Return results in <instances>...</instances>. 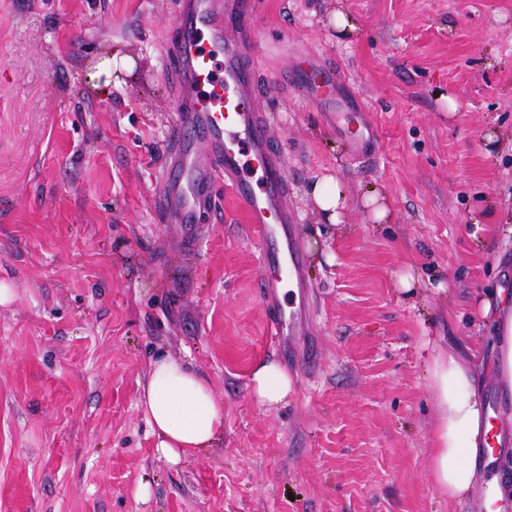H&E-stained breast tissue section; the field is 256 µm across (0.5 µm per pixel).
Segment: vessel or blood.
<instances>
[{
  "label": "vessel or blood",
  "mask_w": 512,
  "mask_h": 512,
  "mask_svg": "<svg viewBox=\"0 0 512 512\" xmlns=\"http://www.w3.org/2000/svg\"><path fill=\"white\" fill-rule=\"evenodd\" d=\"M248 8V0H183L184 33L175 51L184 105L162 198L176 223L192 224L198 201L224 181L263 241L267 262L301 289L297 219L287 207L284 162L255 105L259 55L247 40L224 35L226 17ZM270 332L306 335V308L279 311Z\"/></svg>",
  "instance_id": "vessel-or-blood-1"
}]
</instances>
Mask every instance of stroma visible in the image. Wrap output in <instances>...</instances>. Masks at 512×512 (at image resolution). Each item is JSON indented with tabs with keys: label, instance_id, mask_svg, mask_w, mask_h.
<instances>
[{
	"label": "stroma",
	"instance_id": "1",
	"mask_svg": "<svg viewBox=\"0 0 512 512\" xmlns=\"http://www.w3.org/2000/svg\"><path fill=\"white\" fill-rule=\"evenodd\" d=\"M181 17L182 0H0V512H471L431 476L430 372L496 357L479 299L512 268V0H251L227 24L261 54L298 221L308 286L273 295L308 310L289 340L229 189L197 224L158 202ZM115 53L129 66L96 85ZM326 175L347 188L337 224L314 212ZM160 357L224 405L220 447L176 465L139 407ZM264 360L292 380L283 404L250 394Z\"/></svg>",
	"mask_w": 512,
	"mask_h": 512
}]
</instances>
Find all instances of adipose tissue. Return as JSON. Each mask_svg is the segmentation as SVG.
<instances>
[{
    "mask_svg": "<svg viewBox=\"0 0 512 512\" xmlns=\"http://www.w3.org/2000/svg\"><path fill=\"white\" fill-rule=\"evenodd\" d=\"M498 347L491 366L456 354L435 359L432 390L439 406L431 470L453 499H470L474 512H504L512 505V427L491 435L489 407L478 383L494 378L501 400L512 405V283L502 282L482 304ZM249 389L263 405L282 403L292 389L274 361L259 363ZM140 406L156 436V452L176 464L224 439V406L208 381L183 361H154L141 389Z\"/></svg>",
    "mask_w": 512,
    "mask_h": 512,
    "instance_id": "1",
    "label": "adipose tissue"
}]
</instances>
